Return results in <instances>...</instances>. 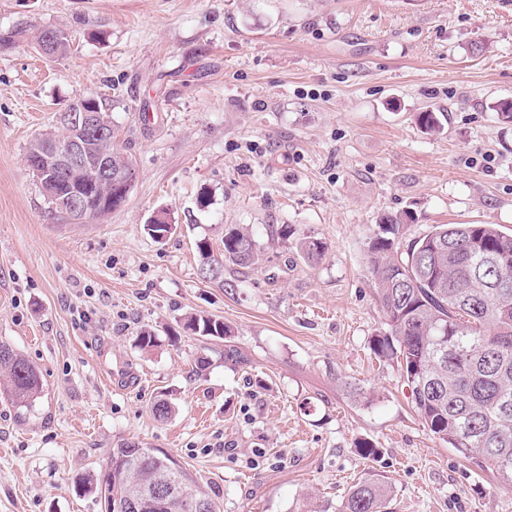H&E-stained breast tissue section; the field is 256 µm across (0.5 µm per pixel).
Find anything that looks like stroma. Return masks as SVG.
<instances>
[{
  "mask_svg": "<svg viewBox=\"0 0 512 512\" xmlns=\"http://www.w3.org/2000/svg\"><path fill=\"white\" fill-rule=\"evenodd\" d=\"M48 27L67 56L28 46ZM17 29L0 49V343L43 392L25 413L0 397V512H101L74 485L124 440L177 458L223 512H339L368 473L389 512H512V487L435 439L371 351L387 325L366 264L389 216L408 214L409 240L512 232V126L492 111L512 99V0H0V34ZM89 93L135 179L117 210L64 224L26 147ZM427 109L442 133L418 125ZM160 211L163 242L145 229ZM228 225L257 256L219 285L197 244L221 252ZM193 313L234 336L183 331Z\"/></svg>",
  "mask_w": 512,
  "mask_h": 512,
  "instance_id": "35a3bbf8",
  "label": "stroma"
}]
</instances>
